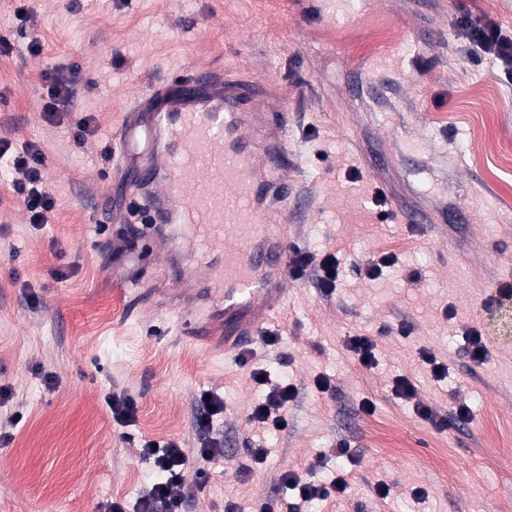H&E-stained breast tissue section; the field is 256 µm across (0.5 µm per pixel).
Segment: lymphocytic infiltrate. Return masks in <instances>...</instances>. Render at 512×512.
<instances>
[{"mask_svg":"<svg viewBox=\"0 0 512 512\" xmlns=\"http://www.w3.org/2000/svg\"><path fill=\"white\" fill-rule=\"evenodd\" d=\"M458 27L468 41L474 59H493L500 74L512 80L511 35L504 34L501 26L494 21L478 22L468 16L460 19ZM8 150V143L0 144V156H9L13 168L20 174L19 180L13 183L14 193L22 199L30 223H46L54 207V199L46 188V160L43 152L32 146L12 156ZM288 269L296 279L307 274L316 276L321 288L328 293L335 290L340 277L339 263L334 254L318 257L295 245L289 249ZM297 395V385L288 381L270 387L252 408L250 421L266 429L287 430L288 407ZM197 403L195 427L201 438L199 448L190 454L176 441L160 444L150 440L143 442L142 455L152 461L161 479L152 486L147 496L137 502L135 508H128L123 502H115L109 506L108 512H182L189 478L205 483L208 478L205 464L224 454L223 440L212 435L214 416L224 412L223 399L215 394L207 397L201 395ZM279 480L286 488L297 491L298 502L284 509L278 501L268 500L260 503L258 512H300L302 505L342 497L349 487L348 479L343 475L327 486L302 482L299 475L292 471L281 474Z\"/></svg>","mask_w":512,"mask_h":512,"instance_id":"lymphocytic-infiltrate-1","label":"lymphocytic infiltrate"}]
</instances>
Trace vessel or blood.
<instances>
[{"instance_id": "b4317fda", "label": "vessel or blood", "mask_w": 512, "mask_h": 512, "mask_svg": "<svg viewBox=\"0 0 512 512\" xmlns=\"http://www.w3.org/2000/svg\"><path fill=\"white\" fill-rule=\"evenodd\" d=\"M175 83L176 94L143 103L148 122L130 120L113 133L116 156L126 157L147 141L157 158L130 178L126 219L145 238L155 225L167 227L172 250L176 224L191 229L202 248L222 246L213 274L224 290V349L233 352L285 295L272 274L284 267L288 231L270 217L288 203L286 194L272 190V161L285 155L287 140L276 133L256 155L244 113L212 76ZM176 315L182 330L206 340L204 316L181 309Z\"/></svg>"}]
</instances>
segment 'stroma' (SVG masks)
<instances>
[{"mask_svg": "<svg viewBox=\"0 0 512 512\" xmlns=\"http://www.w3.org/2000/svg\"><path fill=\"white\" fill-rule=\"evenodd\" d=\"M21 22L0 0V141L11 153L37 145L54 198L48 223L32 224L0 161V512H105L135 504L159 475L144 441L198 446L196 397L211 390L226 412L214 424L224 456L190 488L185 512L235 502L290 499L284 471L328 481L350 468L344 498L308 512H512V81L473 63L461 14L512 29V0H28ZM40 45L27 52L28 39ZM78 64L69 111L43 112L41 76ZM210 70L236 87L239 105L287 124L278 167L290 203L274 216L288 241L335 254L332 294L313 278L282 275L287 294L266 323L280 342L248 347L270 384L299 388L286 432L247 419L259 391L235 354L187 342L164 304L176 276L221 320L222 294L187 243L148 252L132 224L115 221L126 185L113 177V131L128 106L169 77ZM90 117L93 133L75 137ZM111 183L109 199L98 193ZM383 192L388 220L373 204ZM418 223H402L404 214ZM394 251L374 279L363 265ZM38 303H31V296ZM487 358L472 359V331ZM375 340L362 369L350 336ZM429 353L447 365L435 377ZM289 365H282V356ZM411 377L416 401L393 380ZM331 380L320 392L317 377ZM138 402L119 427L106 397ZM371 400L372 413L360 408ZM436 417L469 404V421L437 429ZM350 459L336 457L340 441ZM263 445L265 462L249 450ZM391 487L388 499L377 482ZM425 490L413 501L414 488Z\"/></svg>", "mask_w": 512, "mask_h": 512, "instance_id": "35a3bbf8", "label": "stroma"}]
</instances>
